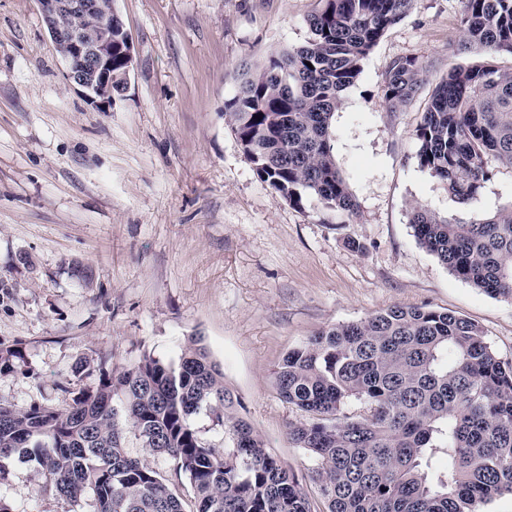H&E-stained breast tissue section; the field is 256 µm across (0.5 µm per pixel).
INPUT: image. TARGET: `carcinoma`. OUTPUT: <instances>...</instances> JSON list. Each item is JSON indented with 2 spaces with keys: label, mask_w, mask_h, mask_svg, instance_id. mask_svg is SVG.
I'll list each match as a JSON object with an SVG mask.
<instances>
[{
  "label": "carcinoma",
  "mask_w": 512,
  "mask_h": 512,
  "mask_svg": "<svg viewBox=\"0 0 512 512\" xmlns=\"http://www.w3.org/2000/svg\"><path fill=\"white\" fill-rule=\"evenodd\" d=\"M310 36L248 68L224 117L257 177L300 207L311 195L353 214L336 166L332 120L363 60L415 0H320ZM461 49L483 60L451 66L415 130L418 164L446 181L465 207L491 179L494 159L512 168V0H466ZM414 58L382 82L396 112L424 81ZM418 242L458 278L512 297V206L480 220L441 217L414 205ZM23 358L0 348V373ZM280 398L306 414L290 436L315 462L327 512H482L512 494V366L475 323L430 307L393 306L339 324L289 351L272 372ZM358 405L355 415L348 407ZM206 411L232 447L205 443L192 416ZM168 456L178 485L127 451V433ZM37 464L41 490L94 512H311L296 475L237 414L224 372L193 339L176 363L146 356L102 372L63 409L0 401V484L15 460Z\"/></svg>",
  "instance_id": "obj_1"
}]
</instances>
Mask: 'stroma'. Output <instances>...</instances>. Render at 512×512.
<instances>
[{
	"instance_id": "35a3bbf8",
	"label": "stroma",
	"mask_w": 512,
	"mask_h": 512,
	"mask_svg": "<svg viewBox=\"0 0 512 512\" xmlns=\"http://www.w3.org/2000/svg\"><path fill=\"white\" fill-rule=\"evenodd\" d=\"M466 0H415L343 93L335 161L358 204L303 207L260 181L224 104L242 63L299 46L319 0H115L133 42L126 93L98 111L67 79L38 0H0V346L25 360L0 373V401L66 407L101 369L177 360L201 338L238 414L327 512L314 461L288 427L272 371L318 331L391 306L477 323L512 364V298L467 283L423 248L412 205L478 220L512 205V168L467 209L414 158L415 130L459 50ZM426 77L388 111L382 80L399 58ZM16 461L0 496L12 512H93L41 493Z\"/></svg>"
}]
</instances>
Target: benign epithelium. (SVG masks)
I'll use <instances>...</instances> for the list:
<instances>
[{"label":"benign epithelium","mask_w":512,"mask_h":512,"mask_svg":"<svg viewBox=\"0 0 512 512\" xmlns=\"http://www.w3.org/2000/svg\"><path fill=\"white\" fill-rule=\"evenodd\" d=\"M55 47L67 64L66 76L84 98L101 111L118 95L112 92L116 76L129 81L133 45L126 40L123 68L112 72V17L119 16L114 0H38Z\"/></svg>","instance_id":"obj_1"}]
</instances>
